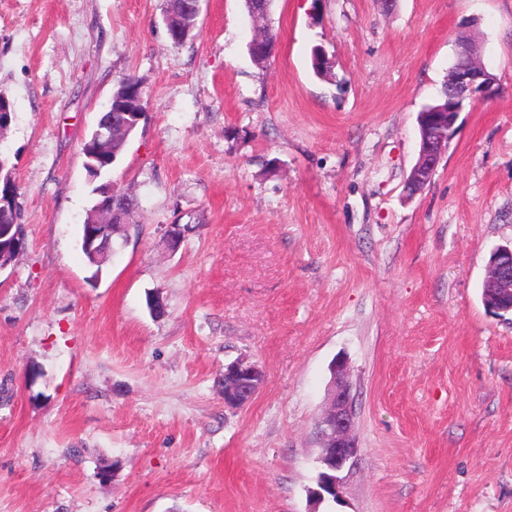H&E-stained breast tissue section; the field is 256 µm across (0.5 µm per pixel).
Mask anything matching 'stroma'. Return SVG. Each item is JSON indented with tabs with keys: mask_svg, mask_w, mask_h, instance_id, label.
<instances>
[{
	"mask_svg": "<svg viewBox=\"0 0 512 512\" xmlns=\"http://www.w3.org/2000/svg\"><path fill=\"white\" fill-rule=\"evenodd\" d=\"M163 7L0 0L26 242L0 271V512H512V313L481 299L512 243V0H274L263 65L243 0H202L178 46ZM465 35L499 89L406 197ZM129 75L145 115L103 180L138 209L95 281L81 147ZM340 358L360 456L318 504ZM238 359L266 382L230 409Z\"/></svg>",
	"mask_w": 512,
	"mask_h": 512,
	"instance_id": "35a3bbf8",
	"label": "stroma"
}]
</instances>
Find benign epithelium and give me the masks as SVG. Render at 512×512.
<instances>
[{"label": "benign epithelium", "mask_w": 512, "mask_h": 512, "mask_svg": "<svg viewBox=\"0 0 512 512\" xmlns=\"http://www.w3.org/2000/svg\"><path fill=\"white\" fill-rule=\"evenodd\" d=\"M496 76L482 67L470 52L462 58L448 76V111L422 112L419 115L423 137L418 158L406 182V191L430 179L447 155L455 134V123L461 107L457 103L486 100L497 91ZM87 158L109 165L112 159V123H103L91 141L87 142ZM85 251L95 256L112 249V201L100 200L92 211L83 240ZM488 281L494 288L512 290V245L497 248L487 266ZM333 378L327 393V408L318 422L322 454L319 461L326 469L318 499L330 494L339 497L341 473L351 467L360 454L355 437V399L350 369L346 361L338 360L332 367ZM264 369L253 362L238 360L224 366V404L240 407L251 402L263 388Z\"/></svg>", "instance_id": "benign-epithelium-1"}]
</instances>
